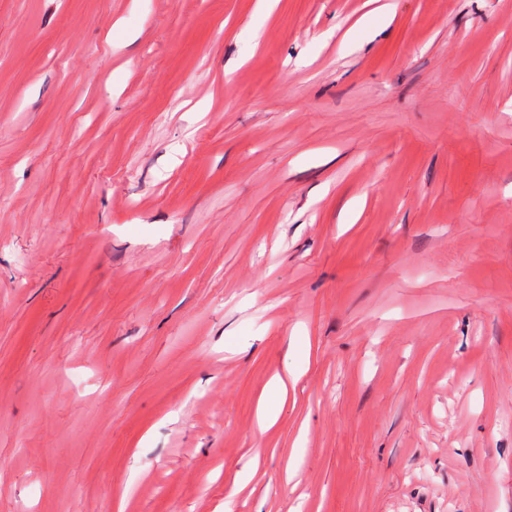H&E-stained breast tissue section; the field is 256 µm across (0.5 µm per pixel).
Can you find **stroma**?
Segmentation results:
<instances>
[{
    "instance_id": "1",
    "label": "stroma",
    "mask_w": 512,
    "mask_h": 512,
    "mask_svg": "<svg viewBox=\"0 0 512 512\" xmlns=\"http://www.w3.org/2000/svg\"><path fill=\"white\" fill-rule=\"evenodd\" d=\"M392 2L0 0V512H512V0ZM287 391V381L280 376L276 377L271 384L269 397L259 407L258 417L262 430L270 425L276 417L277 406L272 401L282 402Z\"/></svg>"
}]
</instances>
